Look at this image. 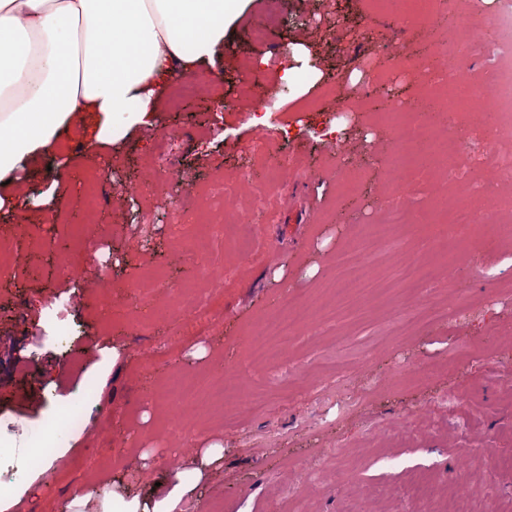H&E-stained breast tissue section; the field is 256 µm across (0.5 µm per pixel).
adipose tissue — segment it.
Wrapping results in <instances>:
<instances>
[{
    "label": "adipose tissue",
    "instance_id": "1",
    "mask_svg": "<svg viewBox=\"0 0 512 512\" xmlns=\"http://www.w3.org/2000/svg\"><path fill=\"white\" fill-rule=\"evenodd\" d=\"M245 0H0V172L76 114L148 124L166 81L223 50Z\"/></svg>",
    "mask_w": 512,
    "mask_h": 512
}]
</instances>
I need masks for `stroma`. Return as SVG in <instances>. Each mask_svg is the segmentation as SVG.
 I'll return each instance as SVG.
<instances>
[{"mask_svg":"<svg viewBox=\"0 0 512 512\" xmlns=\"http://www.w3.org/2000/svg\"><path fill=\"white\" fill-rule=\"evenodd\" d=\"M272 5L280 22L256 46L249 28ZM442 36L425 20L406 27L387 0H249L225 32L209 91L175 110L160 95L153 126L116 137H97L101 116L80 113L53 147L13 166L0 184V239L13 253L0 275V428L23 426L13 446L32 469L0 493V512H110L116 494L167 512H201L214 499L224 512H422L414 496L378 491L404 488L417 469L434 478L436 512H485L468 480L495 458L497 512H512V234L493 252L481 250L482 232H436L437 208L463 194L429 159L401 180L405 246L367 235L387 216L384 147L399 136L389 115L369 108V89L422 94L419 46ZM382 55L397 67L366 78ZM163 151L188 184L129 196ZM95 173L105 201L91 212ZM221 183L230 188L223 210L189 196ZM219 220L252 237V255L225 244ZM60 239L83 252L94 280L61 278ZM195 245L207 246L221 283H205L189 262ZM362 245L377 288L353 314L335 315L336 259ZM72 293L83 302L70 333L44 340L45 310ZM402 297L460 316L400 335L389 313ZM202 302L206 330L186 333L179 307ZM291 306L323 316L244 377L270 406L183 408L189 438L174 440L171 381L218 377ZM83 388L98 411L90 427L58 429L34 455L28 431ZM312 464L323 483H311Z\"/></svg>","mask_w":512,"mask_h":512,"instance_id":"stroma-1","label":"stroma"}]
</instances>
